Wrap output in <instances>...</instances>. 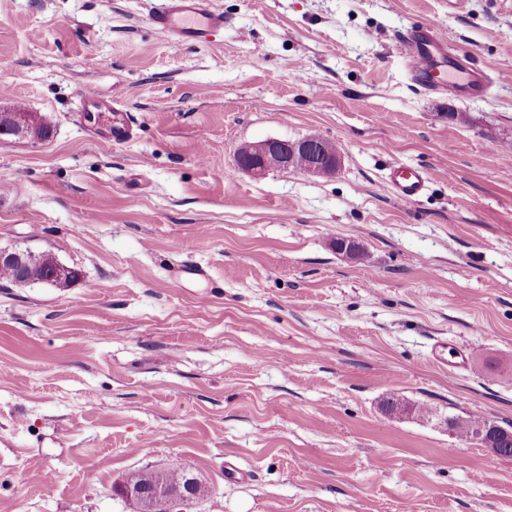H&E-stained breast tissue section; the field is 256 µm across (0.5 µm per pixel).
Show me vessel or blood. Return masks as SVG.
I'll return each instance as SVG.
<instances>
[{
  "label": "vessel or blood",
  "instance_id": "vessel-or-blood-1",
  "mask_svg": "<svg viewBox=\"0 0 512 512\" xmlns=\"http://www.w3.org/2000/svg\"><path fill=\"white\" fill-rule=\"evenodd\" d=\"M150 21L165 36L188 45L203 43L224 28V14L214 7L213 0H154ZM441 41V35L433 29H411L402 34L400 47L412 79L430 92L450 87L471 89L476 79L466 67L452 63L447 72H440ZM430 180L427 169L397 164L388 171L384 184L401 203L412 205L419 201Z\"/></svg>",
  "mask_w": 512,
  "mask_h": 512
}]
</instances>
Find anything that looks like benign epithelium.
Here are the masks:
<instances>
[{"instance_id":"benign-epithelium-1","label":"benign epithelium","mask_w":512,"mask_h":512,"mask_svg":"<svg viewBox=\"0 0 512 512\" xmlns=\"http://www.w3.org/2000/svg\"><path fill=\"white\" fill-rule=\"evenodd\" d=\"M22 137L37 140L40 138L38 128L31 126L18 129L0 115V141ZM324 139L306 137L296 140L269 138L246 144L235 158L238 170L254 177H262L271 170H289L293 168L294 156L302 152L308 162L302 171L321 177H331L336 173L338 155L327 154L322 150ZM24 253L0 248V267L9 266L22 272ZM161 479L151 489H143L136 480V472L124 478L123 493L136 506V512H170V505L175 501L192 498L193 489L175 491L165 481V469H158Z\"/></svg>"}]
</instances>
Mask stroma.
I'll list each match as a JSON object with an SVG mask.
<instances>
[{
	"label": "stroma",
	"mask_w": 512,
	"mask_h": 512,
	"mask_svg": "<svg viewBox=\"0 0 512 512\" xmlns=\"http://www.w3.org/2000/svg\"><path fill=\"white\" fill-rule=\"evenodd\" d=\"M214 3L189 46L146 0H0V112L52 126L0 142V247L80 274L0 279V512H134L124 475L172 465L211 486L173 512H512V457L445 423L512 427V0ZM413 27L487 91L416 85ZM312 135L336 175L235 168ZM398 163L432 174L415 205ZM431 177L427 169L396 164L386 174L384 184L401 203L412 205L419 202ZM448 416L453 418L450 426L456 438L462 440L474 439L486 422L484 418L474 415L463 416L456 413H449Z\"/></svg>",
	"instance_id": "35a3bbf8"
}]
</instances>
